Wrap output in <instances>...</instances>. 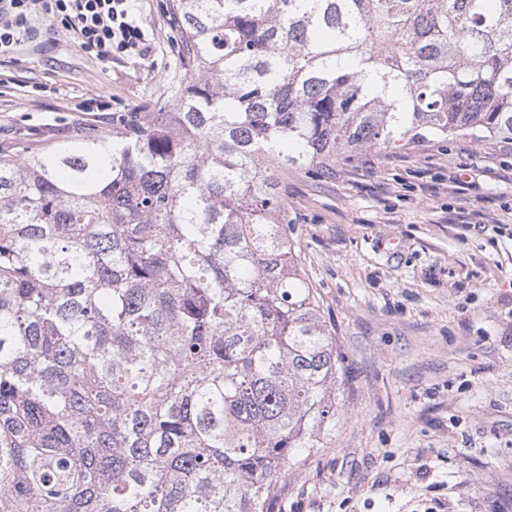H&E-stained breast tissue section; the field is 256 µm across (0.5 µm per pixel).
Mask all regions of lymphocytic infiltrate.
Here are the masks:
<instances>
[{
    "label": "lymphocytic infiltrate",
    "instance_id": "lymphocytic-infiltrate-1",
    "mask_svg": "<svg viewBox=\"0 0 512 512\" xmlns=\"http://www.w3.org/2000/svg\"><path fill=\"white\" fill-rule=\"evenodd\" d=\"M41 16L75 33L81 48L100 60L114 53L149 58L145 33L137 23L132 0H0V56L13 52Z\"/></svg>",
    "mask_w": 512,
    "mask_h": 512
}]
</instances>
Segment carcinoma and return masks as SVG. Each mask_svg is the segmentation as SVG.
<instances>
[{
  "mask_svg": "<svg viewBox=\"0 0 512 512\" xmlns=\"http://www.w3.org/2000/svg\"><path fill=\"white\" fill-rule=\"evenodd\" d=\"M144 125L0 159V512H270L336 433L277 175L512 141V0H173Z\"/></svg>",
  "mask_w": 512,
  "mask_h": 512,
  "instance_id": "obj_1",
  "label": "carcinoma"
}]
</instances>
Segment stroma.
Returning a JSON list of instances; mask_svg holds the SVG:
<instances>
[{
    "label": "stroma",
    "mask_w": 512,
    "mask_h": 512,
    "mask_svg": "<svg viewBox=\"0 0 512 512\" xmlns=\"http://www.w3.org/2000/svg\"><path fill=\"white\" fill-rule=\"evenodd\" d=\"M171 2H134L146 60L101 62L36 20L0 58V158L171 105L187 81ZM279 186L343 375L336 432L275 512H512V143L428 136Z\"/></svg>",
    "instance_id": "1"
}]
</instances>
